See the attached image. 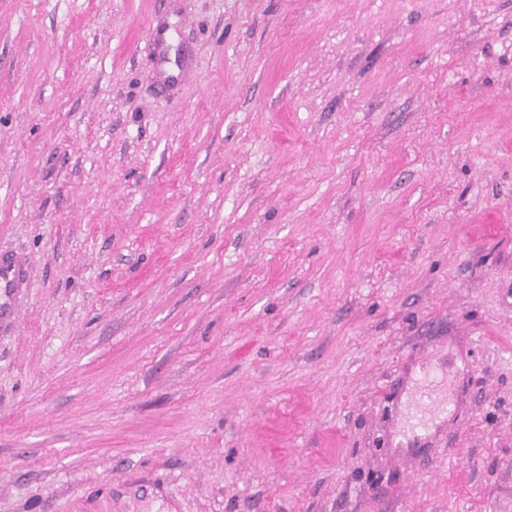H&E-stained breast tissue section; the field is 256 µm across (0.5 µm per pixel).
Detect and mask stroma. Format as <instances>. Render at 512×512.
<instances>
[{"mask_svg":"<svg viewBox=\"0 0 512 512\" xmlns=\"http://www.w3.org/2000/svg\"><path fill=\"white\" fill-rule=\"evenodd\" d=\"M1 249L0 512H512V0H0ZM30 261L22 254L0 251V327L11 328L18 321V300L27 286ZM425 374L430 379L416 384L410 392L411 399L420 408L419 413L414 416L415 422L410 425L413 435L416 429L427 427L438 418L444 409L443 403L436 397V384L433 379L437 374L430 366L426 367Z\"/></svg>","mask_w":512,"mask_h":512,"instance_id":"obj_1","label":"stroma"}]
</instances>
